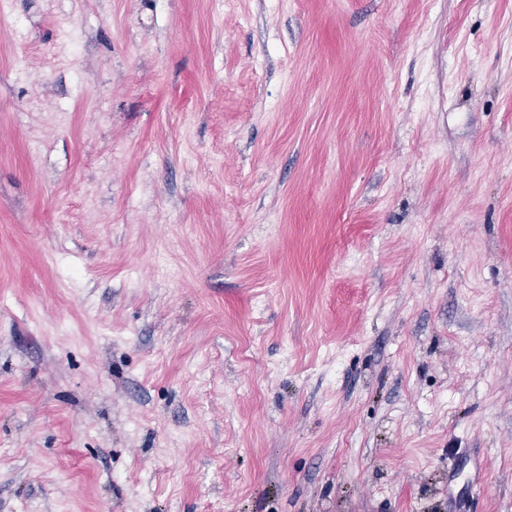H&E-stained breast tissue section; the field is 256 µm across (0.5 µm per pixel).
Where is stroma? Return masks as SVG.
Listing matches in <instances>:
<instances>
[{
  "label": "stroma",
  "mask_w": 512,
  "mask_h": 512,
  "mask_svg": "<svg viewBox=\"0 0 512 512\" xmlns=\"http://www.w3.org/2000/svg\"><path fill=\"white\" fill-rule=\"evenodd\" d=\"M0 512H512V0H7Z\"/></svg>",
  "instance_id": "1"
}]
</instances>
